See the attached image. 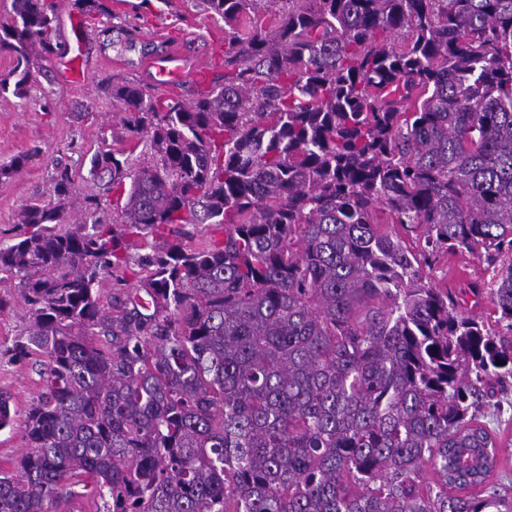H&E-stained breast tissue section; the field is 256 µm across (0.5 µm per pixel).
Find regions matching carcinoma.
Listing matches in <instances>:
<instances>
[{
	"label": "carcinoma",
	"mask_w": 512,
	"mask_h": 512,
	"mask_svg": "<svg viewBox=\"0 0 512 512\" xmlns=\"http://www.w3.org/2000/svg\"><path fill=\"white\" fill-rule=\"evenodd\" d=\"M202 4L224 81L112 86L143 148L90 172L120 207L73 223L59 169V204L0 245L28 307L12 356L44 366L21 420L0 391V432L25 441L0 512H512L477 423L512 342L425 275L448 252L501 261L512 331V0ZM55 5L10 0L0 96L62 50ZM179 224L224 240L193 249Z\"/></svg>",
	"instance_id": "obj_1"
}]
</instances>
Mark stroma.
I'll list each match as a JSON object with an SVG mask.
<instances>
[{"label": "stroma", "instance_id": "1", "mask_svg": "<svg viewBox=\"0 0 512 512\" xmlns=\"http://www.w3.org/2000/svg\"><path fill=\"white\" fill-rule=\"evenodd\" d=\"M113 25H137L142 42L165 43L167 51L182 53L211 75L224 72L217 47L224 41V24L207 13L199 0H105ZM87 36L82 56L85 81L65 83L56 60L42 62V72L28 100L0 96V164L21 154L30 159L13 177L0 180V243L13 242L24 228L18 222L27 205L57 204L53 177L57 167L73 175L71 199L83 206L94 196L99 211L112 209V193L90 175L95 155L111 149L124 136L113 115L109 86L134 81L149 86V59L120 47L103 46L91 18H84ZM493 266L468 253L442 256L425 275L434 287L460 294L468 283L490 282ZM28 322L27 307L13 281L0 282V390L9 392L17 409L27 408L40 387L37 357L13 359L9 353ZM501 406L488 409L483 422L501 448L491 480H512V391L501 396Z\"/></svg>", "mask_w": 512, "mask_h": 512}]
</instances>
